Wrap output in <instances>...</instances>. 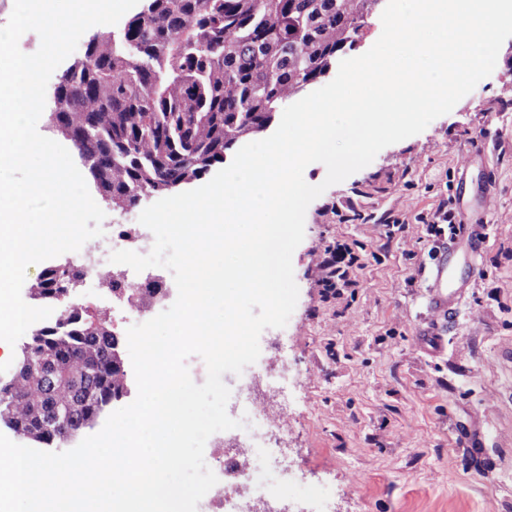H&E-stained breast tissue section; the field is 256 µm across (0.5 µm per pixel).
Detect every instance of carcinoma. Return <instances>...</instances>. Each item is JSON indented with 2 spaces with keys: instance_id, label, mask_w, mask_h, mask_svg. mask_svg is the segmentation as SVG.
<instances>
[{
  "instance_id": "obj_1",
  "label": "carcinoma",
  "mask_w": 512,
  "mask_h": 512,
  "mask_svg": "<svg viewBox=\"0 0 512 512\" xmlns=\"http://www.w3.org/2000/svg\"><path fill=\"white\" fill-rule=\"evenodd\" d=\"M381 0H142L118 31L98 29L59 76L48 123L61 124L94 187L123 212L172 193L226 161L242 140L328 75ZM74 269L51 266L30 286L57 318L22 345L0 380V423L21 441L64 448L128 392L118 338L63 295ZM39 365L36 375L24 363Z\"/></svg>"
}]
</instances>
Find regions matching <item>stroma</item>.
I'll use <instances>...</instances> for the list:
<instances>
[{"mask_svg":"<svg viewBox=\"0 0 512 512\" xmlns=\"http://www.w3.org/2000/svg\"><path fill=\"white\" fill-rule=\"evenodd\" d=\"M443 203L489 239L480 276L454 272L466 288L433 353L418 332L436 240L420 218ZM337 241L366 265L328 300L318 262ZM292 264L286 327L223 376L230 417L260 391L288 417L276 470L254 459V478L291 512H512V38L450 113L326 186Z\"/></svg>","mask_w":512,"mask_h":512,"instance_id":"stroma-1","label":"stroma"}]
</instances>
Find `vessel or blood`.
<instances>
[{
	"label": "vessel or blood",
	"mask_w": 512,
	"mask_h": 512,
	"mask_svg": "<svg viewBox=\"0 0 512 512\" xmlns=\"http://www.w3.org/2000/svg\"><path fill=\"white\" fill-rule=\"evenodd\" d=\"M457 254L456 245L444 246L429 271V291L427 308L432 316L431 322L422 335L433 350H441L444 336L457 314V305L461 297V288L448 285V268Z\"/></svg>",
	"instance_id": "obj_1"
}]
</instances>
